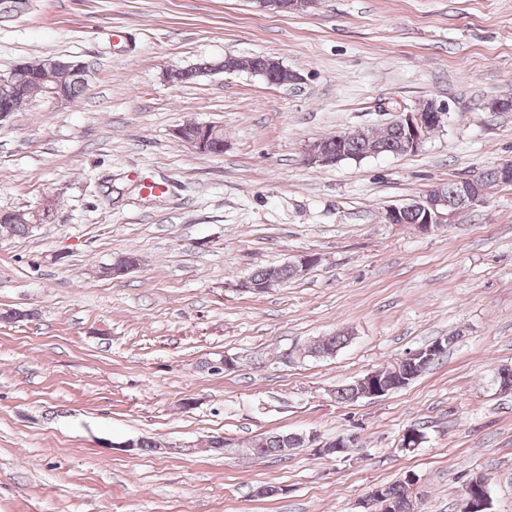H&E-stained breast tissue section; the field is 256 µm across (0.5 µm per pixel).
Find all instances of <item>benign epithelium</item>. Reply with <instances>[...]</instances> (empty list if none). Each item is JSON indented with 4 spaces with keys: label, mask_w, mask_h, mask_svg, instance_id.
Instances as JSON below:
<instances>
[{
    "label": "benign epithelium",
    "mask_w": 512,
    "mask_h": 512,
    "mask_svg": "<svg viewBox=\"0 0 512 512\" xmlns=\"http://www.w3.org/2000/svg\"><path fill=\"white\" fill-rule=\"evenodd\" d=\"M262 10L273 12H292L297 8L295 0H256ZM41 68L58 76L66 77L79 72L83 63L67 57H50L41 61ZM25 65L18 64L7 75L0 76V90L13 87L17 81L24 86L14 91L8 103L0 108V122L11 114L28 108L32 102L44 96L59 97V94L37 82L26 78ZM446 107L432 99L422 100L411 107L397 113L396 122L402 131V149L405 152L417 153L422 150L430 135L440 128L446 117ZM217 129L209 124H198L195 133L187 137L182 128L174 130L175 136L193 149H198L201 140L215 135ZM304 160L311 167H328L339 162V157L327 153L321 140L309 142L304 148ZM483 203V194L477 177L472 176L461 180L456 203L448 204V197L437 192L427 194L404 205L390 206L386 209V222L389 224L404 223L403 217L413 212L418 217L416 229L420 233L429 234L453 223L456 215L464 210L474 208ZM448 350V339H438L432 344L408 353L392 369L399 377L402 385H407L411 376L407 374L408 365L425 367ZM360 387V398L376 399L391 393L389 386L381 379V371L370 370L357 379ZM364 505L378 506V512H400V505L386 495L382 488L373 489L364 500ZM489 496L483 481L473 478L462 490L461 512H487Z\"/></svg>",
    "instance_id": "1"
}]
</instances>
